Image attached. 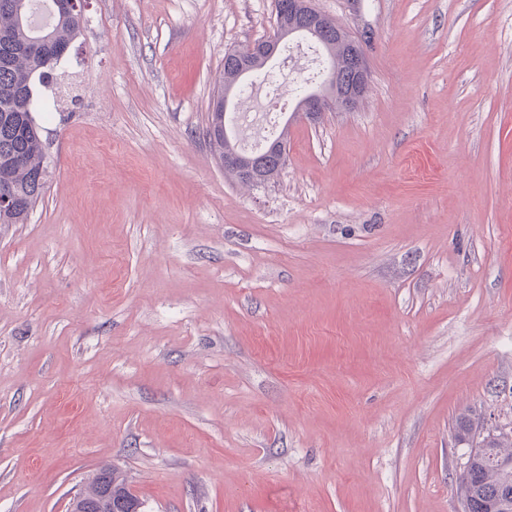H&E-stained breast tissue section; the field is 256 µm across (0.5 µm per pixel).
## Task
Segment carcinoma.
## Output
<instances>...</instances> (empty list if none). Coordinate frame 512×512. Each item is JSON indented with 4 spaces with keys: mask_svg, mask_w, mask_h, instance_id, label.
I'll return each mask as SVG.
<instances>
[{
    "mask_svg": "<svg viewBox=\"0 0 512 512\" xmlns=\"http://www.w3.org/2000/svg\"><path fill=\"white\" fill-rule=\"evenodd\" d=\"M35 3L0 0V192L12 198L11 207L0 209V224L27 223L44 193L45 145L29 117L34 80L47 70L49 60L66 54L84 30V16L57 11L43 33L44 41L35 43L37 34L30 20ZM320 45L331 62L337 87H348L353 80L348 46L337 43L336 24L327 17L322 21ZM240 67L239 60L224 56L217 96H223L224 86L234 81ZM210 144L219 158L240 149L233 133ZM283 167L275 152L263 151L264 181L276 178ZM503 458L512 460V437L504 433L482 440L470 453L460 484L468 492L466 512H512V499L505 498L506 490H512V466H501Z\"/></svg>",
    "mask_w": 512,
    "mask_h": 512,
    "instance_id": "obj_1",
    "label": "carcinoma"
}]
</instances>
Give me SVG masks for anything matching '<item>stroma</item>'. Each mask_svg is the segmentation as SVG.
Returning <instances> with one entry per match:
<instances>
[{"instance_id": "obj_1", "label": "stroma", "mask_w": 512, "mask_h": 512, "mask_svg": "<svg viewBox=\"0 0 512 512\" xmlns=\"http://www.w3.org/2000/svg\"><path fill=\"white\" fill-rule=\"evenodd\" d=\"M313 5L368 85L256 187L205 129L273 0H87L0 224V512H462L459 417L512 432V0Z\"/></svg>"}]
</instances>
